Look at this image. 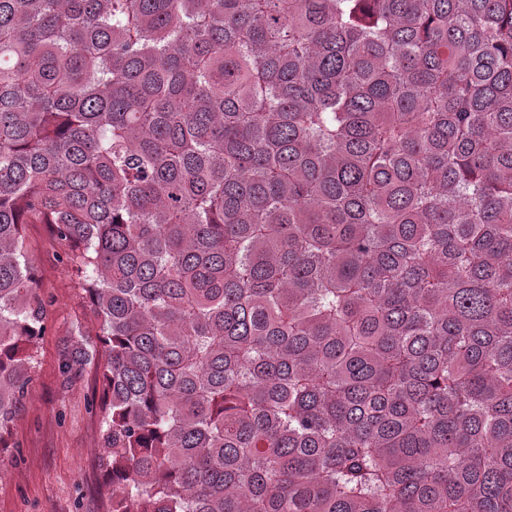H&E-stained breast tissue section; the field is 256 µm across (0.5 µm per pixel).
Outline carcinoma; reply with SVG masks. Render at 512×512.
Wrapping results in <instances>:
<instances>
[{
    "instance_id": "carcinoma-1",
    "label": "carcinoma",
    "mask_w": 512,
    "mask_h": 512,
    "mask_svg": "<svg viewBox=\"0 0 512 512\" xmlns=\"http://www.w3.org/2000/svg\"><path fill=\"white\" fill-rule=\"evenodd\" d=\"M25 224L112 512H512V0H0V454Z\"/></svg>"
}]
</instances>
